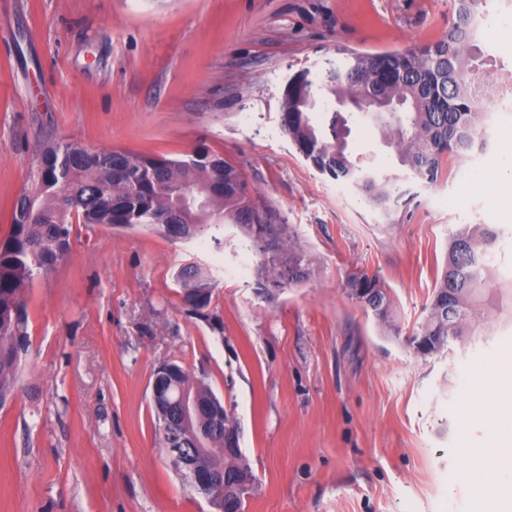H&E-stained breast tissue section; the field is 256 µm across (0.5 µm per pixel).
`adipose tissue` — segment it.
Segmentation results:
<instances>
[{
  "instance_id": "adipose-tissue-1",
  "label": "adipose tissue",
  "mask_w": 512,
  "mask_h": 512,
  "mask_svg": "<svg viewBox=\"0 0 512 512\" xmlns=\"http://www.w3.org/2000/svg\"><path fill=\"white\" fill-rule=\"evenodd\" d=\"M470 418L488 440L466 451L462 474L475 492L476 512H512V360L480 368L468 390Z\"/></svg>"
}]
</instances>
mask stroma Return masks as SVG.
<instances>
[{
  "label": "stroma",
  "instance_id": "1",
  "mask_svg": "<svg viewBox=\"0 0 512 512\" xmlns=\"http://www.w3.org/2000/svg\"><path fill=\"white\" fill-rule=\"evenodd\" d=\"M501 7L478 6L487 105L512 73ZM454 18L451 0H0V242L46 146L173 158L202 144L242 169L309 260L303 282L271 288L236 224L201 242L74 225L66 258L26 293L30 354L0 407V512H212L155 427L152 373L167 361L231 410L257 478L246 512H475L464 451L487 433L465 388L512 355V199L474 179L512 159L494 141L481 159H444L424 185L351 110L349 159L414 195L384 215L318 172L280 120L295 72H323L345 48L434 43ZM466 224L497 231V278L481 320L424 356L410 338ZM189 262L216 284L204 318L182 301ZM354 273L380 280L388 324L349 296Z\"/></svg>",
  "mask_w": 512,
  "mask_h": 512
}]
</instances>
